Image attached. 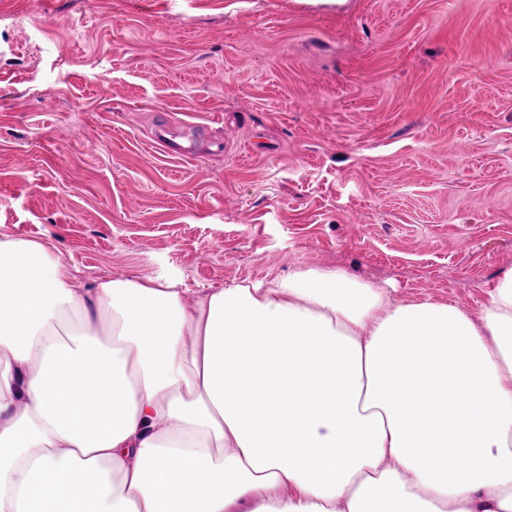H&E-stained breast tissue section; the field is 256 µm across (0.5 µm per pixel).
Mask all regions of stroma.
<instances>
[{
	"label": "stroma",
	"mask_w": 512,
	"mask_h": 512,
	"mask_svg": "<svg viewBox=\"0 0 512 512\" xmlns=\"http://www.w3.org/2000/svg\"><path fill=\"white\" fill-rule=\"evenodd\" d=\"M0 232L76 281L512 269V0H0ZM208 127L193 159L161 116Z\"/></svg>",
	"instance_id": "stroma-1"
}]
</instances>
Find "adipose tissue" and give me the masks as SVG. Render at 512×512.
<instances>
[{"label": "adipose tissue", "mask_w": 512, "mask_h": 512, "mask_svg": "<svg viewBox=\"0 0 512 512\" xmlns=\"http://www.w3.org/2000/svg\"><path fill=\"white\" fill-rule=\"evenodd\" d=\"M0 512H512V269L475 318L341 268L87 286L0 235Z\"/></svg>", "instance_id": "obj_1"}]
</instances>
